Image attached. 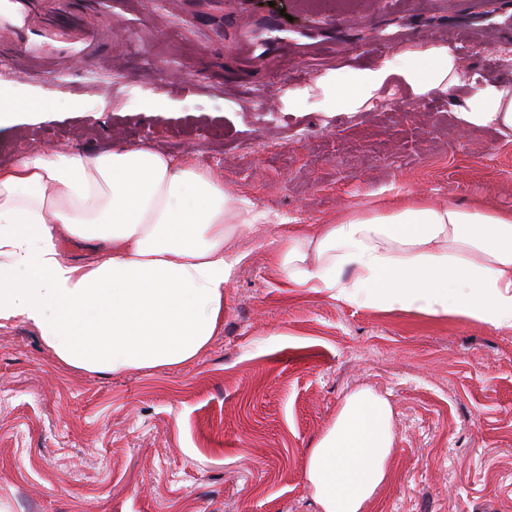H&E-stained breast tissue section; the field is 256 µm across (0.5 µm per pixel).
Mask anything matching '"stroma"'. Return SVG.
I'll list each match as a JSON object with an SVG mask.
<instances>
[{"label":"stroma","mask_w":512,"mask_h":512,"mask_svg":"<svg viewBox=\"0 0 512 512\" xmlns=\"http://www.w3.org/2000/svg\"><path fill=\"white\" fill-rule=\"evenodd\" d=\"M51 19L48 2L32 18L51 50L28 75L0 40L22 111L0 165L148 142L286 224L413 195L512 213V136L455 116L477 85L418 94L402 75L446 48L512 83V0H101L81 61ZM387 61L375 108L337 107V73ZM284 232L237 241L223 327L196 361L89 374L34 328L0 327V512H320L307 452L361 388L388 399L395 433L370 512H512V328L284 287Z\"/></svg>","instance_id":"35a3bbf8"}]
</instances>
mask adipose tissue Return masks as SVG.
Returning <instances> with one entry per match:
<instances>
[{"label": "adipose tissue", "instance_id": "obj_1", "mask_svg": "<svg viewBox=\"0 0 512 512\" xmlns=\"http://www.w3.org/2000/svg\"><path fill=\"white\" fill-rule=\"evenodd\" d=\"M429 59L403 73L416 93L457 85L449 51ZM389 72L337 86L339 107H359ZM456 117L511 134L512 83H482ZM271 221L249 200L230 202L222 179L187 155L116 145L20 158L0 166V327H33L60 364L88 373L196 360L224 324V287L242 260L231 242ZM64 236L92 257L64 259ZM271 272L347 304L512 327V213L410 198L334 224H292ZM393 452L389 401L369 389L347 395L307 454L321 512H367Z\"/></svg>", "mask_w": 512, "mask_h": 512}]
</instances>
